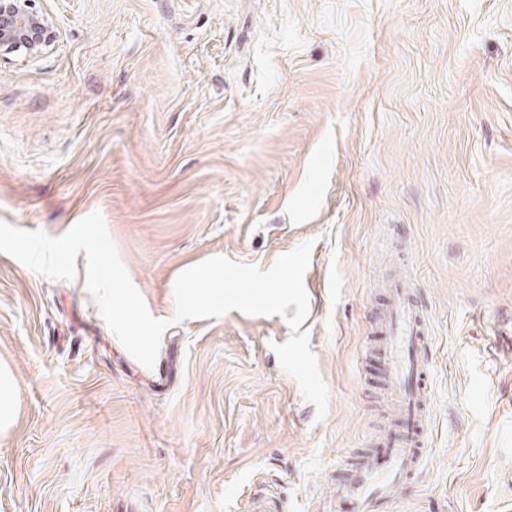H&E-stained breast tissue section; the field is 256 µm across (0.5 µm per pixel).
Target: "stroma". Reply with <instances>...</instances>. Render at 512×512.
Segmentation results:
<instances>
[{
  "instance_id": "35a3bbf8",
  "label": "stroma",
  "mask_w": 512,
  "mask_h": 512,
  "mask_svg": "<svg viewBox=\"0 0 512 512\" xmlns=\"http://www.w3.org/2000/svg\"><path fill=\"white\" fill-rule=\"evenodd\" d=\"M38 6L55 43L0 62V221L59 236L100 211L171 326L147 368L85 254L64 281L0 252V512H325L387 418L363 353L395 273L426 309L432 413L393 512H512V0ZM309 240L321 418L271 348L284 318L173 321L187 268Z\"/></svg>"
}]
</instances>
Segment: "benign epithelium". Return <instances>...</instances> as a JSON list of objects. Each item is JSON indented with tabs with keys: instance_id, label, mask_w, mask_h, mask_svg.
<instances>
[{
	"instance_id": "obj_1",
	"label": "benign epithelium",
	"mask_w": 512,
	"mask_h": 512,
	"mask_svg": "<svg viewBox=\"0 0 512 512\" xmlns=\"http://www.w3.org/2000/svg\"><path fill=\"white\" fill-rule=\"evenodd\" d=\"M55 37L51 17L36 0H0V59L37 57Z\"/></svg>"
}]
</instances>
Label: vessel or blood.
Instances as JSON below:
<instances>
[{"label":"vessel or blood","mask_w":512,"mask_h":512,"mask_svg":"<svg viewBox=\"0 0 512 512\" xmlns=\"http://www.w3.org/2000/svg\"><path fill=\"white\" fill-rule=\"evenodd\" d=\"M373 350L383 367L398 413L372 450L327 473L343 512H390L394 490L423 471V447L431 417L429 366L432 341L419 293L390 284L377 313Z\"/></svg>","instance_id":"vessel-or-blood-1"}]
</instances>
